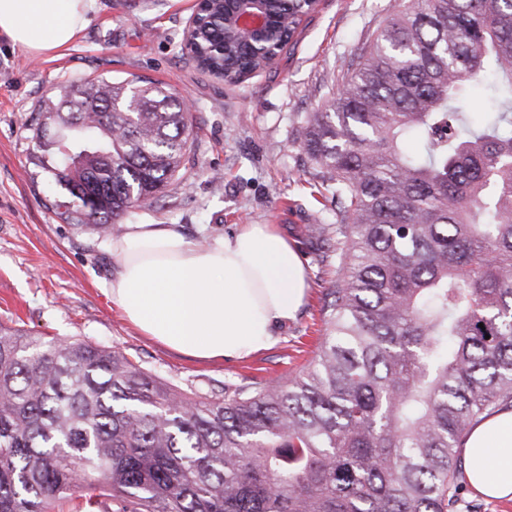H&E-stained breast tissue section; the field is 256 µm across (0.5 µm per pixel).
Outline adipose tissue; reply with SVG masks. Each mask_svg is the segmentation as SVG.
I'll list each match as a JSON object with an SVG mask.
<instances>
[{"label":"adipose tissue","mask_w":512,"mask_h":512,"mask_svg":"<svg viewBox=\"0 0 512 512\" xmlns=\"http://www.w3.org/2000/svg\"><path fill=\"white\" fill-rule=\"evenodd\" d=\"M91 0H0V36L22 54L70 45ZM107 292L141 332L198 359L271 348L308 291L295 247L271 224H245L199 245L176 224H130L113 239ZM466 480L486 501H512V410L479 423L460 449Z\"/></svg>","instance_id":"adipose-tissue-1"}]
</instances>
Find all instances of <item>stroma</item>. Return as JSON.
Masks as SVG:
<instances>
[{
  "instance_id": "1",
  "label": "stroma",
  "mask_w": 512,
  "mask_h": 512,
  "mask_svg": "<svg viewBox=\"0 0 512 512\" xmlns=\"http://www.w3.org/2000/svg\"><path fill=\"white\" fill-rule=\"evenodd\" d=\"M195 0H94L91 22L47 56L0 40V325L47 339H84L134 357L184 390L288 380L315 358L326 333L321 308L336 286L335 232L319 166L300 132L339 87L356 54L400 0H318L273 68L228 82L182 48ZM142 78L170 87L189 109L193 134L182 180L128 216L177 224L192 241L273 224L299 252L309 295L277 342L246 359L200 361L144 336L106 290L108 239L66 218L69 196L37 162L32 128L41 101L72 79Z\"/></svg>"
}]
</instances>
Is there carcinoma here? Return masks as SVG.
Masks as SVG:
<instances>
[{
  "instance_id": "cac0c4a2",
  "label": "carcinoma",
  "mask_w": 512,
  "mask_h": 512,
  "mask_svg": "<svg viewBox=\"0 0 512 512\" xmlns=\"http://www.w3.org/2000/svg\"><path fill=\"white\" fill-rule=\"evenodd\" d=\"M299 7L276 5L278 37ZM205 17L199 67H259L221 7ZM40 112L79 230L119 232L185 167L192 125L158 82L86 80ZM302 136L336 207L314 362L207 396L0 327V512H455L456 449L512 407V0L393 13Z\"/></svg>"
}]
</instances>
